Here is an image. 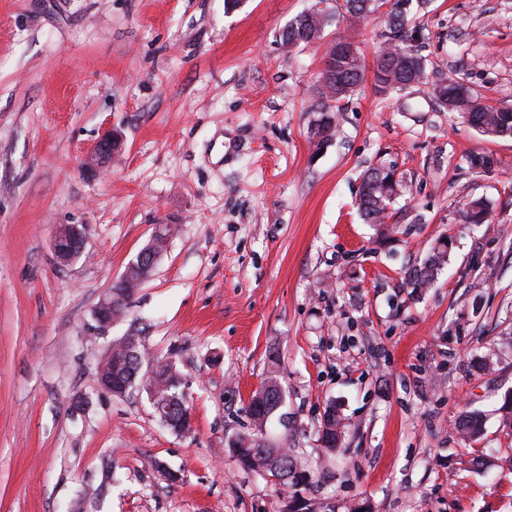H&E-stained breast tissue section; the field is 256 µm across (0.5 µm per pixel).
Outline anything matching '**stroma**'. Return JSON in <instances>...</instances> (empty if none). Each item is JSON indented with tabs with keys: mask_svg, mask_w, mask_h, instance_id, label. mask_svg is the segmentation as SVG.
Masks as SVG:
<instances>
[{
	"mask_svg": "<svg viewBox=\"0 0 512 512\" xmlns=\"http://www.w3.org/2000/svg\"><path fill=\"white\" fill-rule=\"evenodd\" d=\"M313 0H0V512H512V137L488 139L437 104L432 83L382 94L366 74L336 138L309 139L330 45L365 61L384 24L328 26L284 52ZM430 75L459 72L512 107V0H427L411 25ZM123 151L92 175L80 157L105 131ZM491 158L473 167V156ZM395 171L389 240L355 204L363 172ZM486 202L489 223L464 217ZM60 224L85 229L62 266ZM171 225L168 248L122 320L93 309ZM450 237L433 284L406 272ZM141 336L175 359L194 429H165L145 392L96 385L113 340ZM277 369L283 402L263 436L311 475L283 487L230 451ZM89 405L73 410L72 401ZM335 407L346 430L318 443ZM481 411L480 439L459 417Z\"/></svg>",
	"mask_w": 512,
	"mask_h": 512,
	"instance_id": "1",
	"label": "stroma"
}]
</instances>
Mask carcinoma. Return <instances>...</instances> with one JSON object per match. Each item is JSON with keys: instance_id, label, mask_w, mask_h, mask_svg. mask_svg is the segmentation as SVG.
Returning <instances> with one entry per match:
<instances>
[{"instance_id": "obj_1", "label": "carcinoma", "mask_w": 512, "mask_h": 512, "mask_svg": "<svg viewBox=\"0 0 512 512\" xmlns=\"http://www.w3.org/2000/svg\"><path fill=\"white\" fill-rule=\"evenodd\" d=\"M365 2L367 0H342L336 4L334 12L315 14L309 9L302 12L283 29L280 35L282 48L288 52L302 43L321 39L326 27L335 20L354 25L379 13L385 25L383 45L374 60V81L379 91L385 94L400 92L408 82L428 81L426 60L411 44L412 36L409 35L411 6L414 3L420 6L425 0H396L395 8L383 13L380 8L384 0H372L367 7L364 6ZM361 58L358 48L353 52L340 53L333 47L325 56L326 66L319 72L314 86L318 117L310 128L311 139L315 140L318 148L336 135L338 104L350 98L364 81ZM438 94L443 107L450 112L460 113L481 135L489 138L512 137V108L493 106L475 97L457 74L441 77ZM400 186L401 181L395 178V172L390 169L375 167L364 173L358 207L368 223H386L388 207ZM466 219L471 224L488 222L489 212L485 202H469ZM447 253V248L435 245L428 262L408 273V284L414 288L427 287ZM147 357V347L142 339L138 340L133 354L129 353L124 341L112 343V396H123L125 386H142L148 395L154 397L153 409L159 421L168 429L175 430L189 414V406L184 404L182 386L174 385L179 370L170 364L159 366L155 370V377L146 378L142 365ZM275 408L276 405L267 400L261 404L252 400L246 413L252 424L260 429ZM482 424V414L472 411L461 416L458 427L464 437L474 438L481 433ZM234 452L245 472L262 471L286 486L289 482L280 480L284 472H294L299 480L305 483L309 481L307 470L298 464L290 448H269L256 433L239 438Z\"/></svg>"}]
</instances>
